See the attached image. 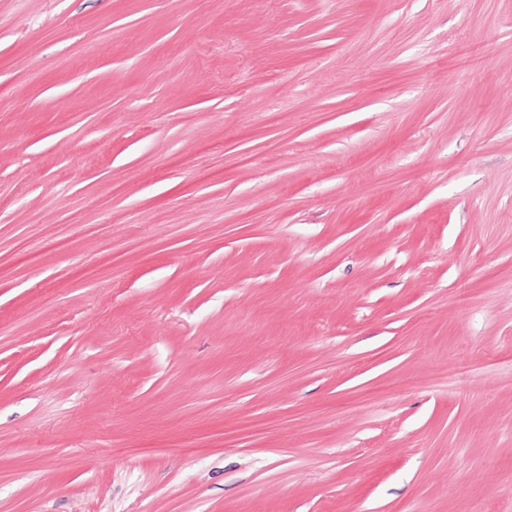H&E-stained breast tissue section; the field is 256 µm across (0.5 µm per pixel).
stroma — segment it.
Wrapping results in <instances>:
<instances>
[{
    "mask_svg": "<svg viewBox=\"0 0 512 512\" xmlns=\"http://www.w3.org/2000/svg\"><path fill=\"white\" fill-rule=\"evenodd\" d=\"M0 512H512V0H0Z\"/></svg>",
    "mask_w": 512,
    "mask_h": 512,
    "instance_id": "1",
    "label": "stroma"
}]
</instances>
